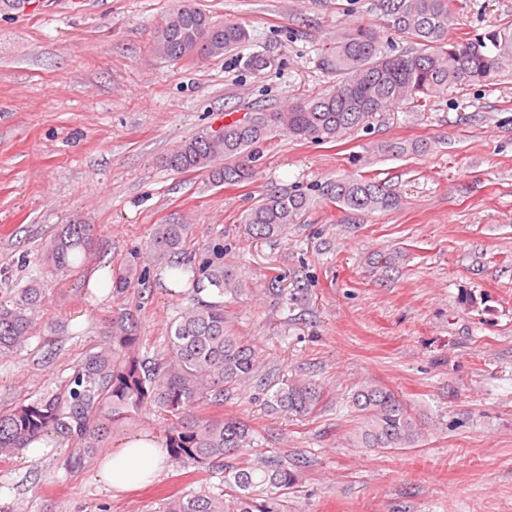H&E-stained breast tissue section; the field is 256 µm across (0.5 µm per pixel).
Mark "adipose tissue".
I'll return each instance as SVG.
<instances>
[{"label": "adipose tissue", "instance_id": "1", "mask_svg": "<svg viewBox=\"0 0 512 512\" xmlns=\"http://www.w3.org/2000/svg\"><path fill=\"white\" fill-rule=\"evenodd\" d=\"M167 465L163 440L142 432L104 451L95 471L98 480L113 492L127 493L159 477Z\"/></svg>", "mask_w": 512, "mask_h": 512}]
</instances>
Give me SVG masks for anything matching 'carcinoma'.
Listing matches in <instances>:
<instances>
[{
  "label": "carcinoma",
  "mask_w": 512,
  "mask_h": 512,
  "mask_svg": "<svg viewBox=\"0 0 512 512\" xmlns=\"http://www.w3.org/2000/svg\"><path fill=\"white\" fill-rule=\"evenodd\" d=\"M386 25L411 39L415 47L388 54L377 32L366 26L336 30L322 63L339 80L330 91L301 97L286 108H256L224 123L222 133L206 130L182 141L165 158L175 171H202L216 184H237L253 176V151L260 143L286 133L297 140L334 142L394 109L448 92L465 84H482L512 61V34L497 29L453 39L449 22L460 13L459 0H378ZM250 38L246 28L217 23L190 4L174 9L154 30V51L168 59L214 58L230 53ZM418 143L386 142L380 153L405 155L422 151ZM326 194L352 211L372 214L396 207L398 197L372 178L338 179ZM310 197L300 191L270 190L246 213L242 231L251 239H276L298 223ZM93 228L73 221L61 225L45 245L43 261L50 272H66L79 261ZM190 224H158L147 245L178 295L193 304L167 328L162 354L136 351L137 325L128 312L112 315L102 339L85 352L72 376L43 397L0 412V459H8L51 429L76 438L70 463L92 461L112 433L144 407L170 414L166 430L170 456L200 466L224 463L218 491L190 492L170 498L158 512H287L286 498L299 482L304 461L276 448H260L254 429L236 417L205 418L194 414L202 404L221 405L239 386L255 383L270 410L284 415L308 413L319 401L315 383L259 373L255 346L236 333L224 315V301L247 298L252 283L224 264V246L193 244ZM146 275L130 268L112 270L116 295ZM215 301L199 299L204 289ZM45 303L36 276L0 302V352L29 345L30 313ZM356 414L355 442L360 448H411L422 437L420 424L393 390L367 384L350 399Z\"/></svg>",
  "instance_id": "carcinoma-1"
}]
</instances>
